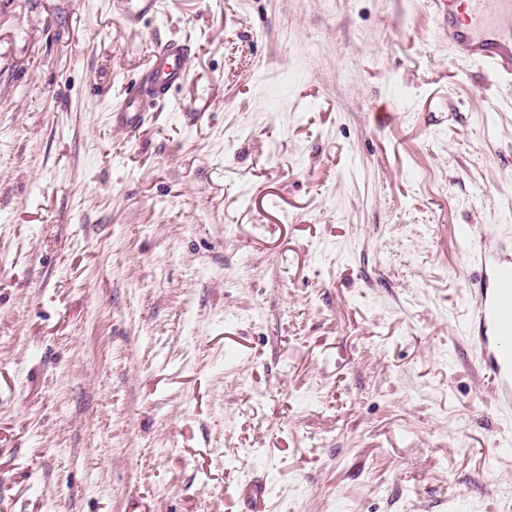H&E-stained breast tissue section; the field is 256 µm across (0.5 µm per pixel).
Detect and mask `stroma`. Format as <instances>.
Instances as JSON below:
<instances>
[{
	"instance_id": "35a3bbf8",
	"label": "stroma",
	"mask_w": 512,
	"mask_h": 512,
	"mask_svg": "<svg viewBox=\"0 0 512 512\" xmlns=\"http://www.w3.org/2000/svg\"><path fill=\"white\" fill-rule=\"evenodd\" d=\"M130 7L0 0V512H512L461 316L512 87L427 0ZM156 55L160 59L157 73L127 88L111 111L112 125L130 137H136L146 121L154 119L153 106L167 101L170 91L183 84L191 68V47L185 41H161ZM267 484L263 479L255 478L243 490L245 504L250 512H264L266 509Z\"/></svg>"
}]
</instances>
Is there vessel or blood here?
Returning <instances> with one entry per match:
<instances>
[{
    "mask_svg": "<svg viewBox=\"0 0 512 512\" xmlns=\"http://www.w3.org/2000/svg\"><path fill=\"white\" fill-rule=\"evenodd\" d=\"M436 27L448 36L449 49L461 60L481 64L496 78L512 83V0H428ZM157 73L134 83L111 111L112 123L136 136L154 119V106L167 101L191 68L187 42L159 43ZM471 257L482 275L469 285L464 335L472 360L487 379L498 412L512 413V240L490 235ZM249 512H265L267 484L250 481L243 490Z\"/></svg>",
    "mask_w": 512,
    "mask_h": 512,
    "instance_id": "obj_1",
    "label": "vessel or blood"
}]
</instances>
